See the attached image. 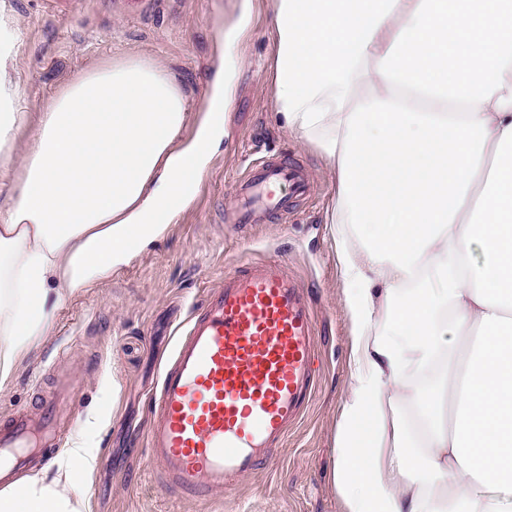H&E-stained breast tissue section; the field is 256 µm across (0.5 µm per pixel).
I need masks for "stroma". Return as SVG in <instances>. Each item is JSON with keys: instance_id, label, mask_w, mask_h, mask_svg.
Listing matches in <instances>:
<instances>
[{"instance_id": "stroma-1", "label": "stroma", "mask_w": 512, "mask_h": 512, "mask_svg": "<svg viewBox=\"0 0 512 512\" xmlns=\"http://www.w3.org/2000/svg\"><path fill=\"white\" fill-rule=\"evenodd\" d=\"M22 32L17 80L30 111L79 71L130 56L161 61L202 109L223 55L220 28L237 0H8ZM252 23L235 73L226 134L197 194L162 234L127 263L68 297L49 336L12 386L0 392V421L37 410L57 380L78 376L66 437L96 453L91 512H342L332 486L333 446L349 385L350 323L341 302L337 245L325 215L337 178L316 149L281 130L270 80L269 0H251ZM288 159L309 180L307 195L282 183L289 214L252 226L226 223L238 181L264 159ZM252 258L287 260L313 301L318 384L285 447L236 487L210 501L166 492L147 450L149 401L178 329L227 269Z\"/></svg>"}]
</instances>
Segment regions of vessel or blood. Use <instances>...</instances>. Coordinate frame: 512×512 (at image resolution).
<instances>
[{"label": "vessel or blood", "mask_w": 512, "mask_h": 512, "mask_svg": "<svg viewBox=\"0 0 512 512\" xmlns=\"http://www.w3.org/2000/svg\"><path fill=\"white\" fill-rule=\"evenodd\" d=\"M301 186L299 169L268 160L238 185L233 221L287 208L276 187ZM316 319L300 282L282 260L251 259L225 272L194 316L153 398L150 458L169 491L210 499L284 447L317 385ZM78 379L0 426V488L35 461L34 449L56 447L58 411L73 403Z\"/></svg>", "instance_id": "b4317fda"}]
</instances>
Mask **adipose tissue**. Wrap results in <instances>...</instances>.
Here are the masks:
<instances>
[{
	"label": "adipose tissue",
	"instance_id": "ef3b65f1",
	"mask_svg": "<svg viewBox=\"0 0 512 512\" xmlns=\"http://www.w3.org/2000/svg\"><path fill=\"white\" fill-rule=\"evenodd\" d=\"M271 21L276 120L337 174L343 512H512V0H271ZM249 23L241 0L201 114L163 65L126 58L77 73L34 117L0 5V391L65 296L191 198L185 161L204 168L225 135ZM64 455L0 489V512H90L95 457L78 440Z\"/></svg>",
	"mask_w": 512,
	"mask_h": 512
}]
</instances>
